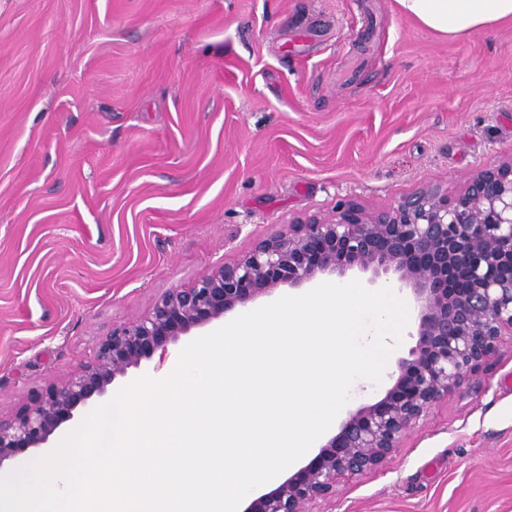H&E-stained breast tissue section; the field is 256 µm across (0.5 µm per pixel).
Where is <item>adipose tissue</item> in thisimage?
Here are the masks:
<instances>
[{
  "instance_id": "1",
  "label": "adipose tissue",
  "mask_w": 512,
  "mask_h": 512,
  "mask_svg": "<svg viewBox=\"0 0 512 512\" xmlns=\"http://www.w3.org/2000/svg\"><path fill=\"white\" fill-rule=\"evenodd\" d=\"M401 10L424 27L462 38L512 20V0H397Z\"/></svg>"
}]
</instances>
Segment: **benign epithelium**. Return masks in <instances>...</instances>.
<instances>
[{
    "label": "benign epithelium",
    "instance_id": "7a95c632",
    "mask_svg": "<svg viewBox=\"0 0 512 512\" xmlns=\"http://www.w3.org/2000/svg\"><path fill=\"white\" fill-rule=\"evenodd\" d=\"M354 271L406 292L416 344L397 359L380 399L349 412L307 465L244 509L317 512L322 504L332 512L341 479L384 464L433 407L512 348V154L486 164L453 197L428 186L394 207L368 211L345 200L328 215L292 219L241 258L168 290L146 314L113 326L91 362L0 416V467L29 448L48 450L79 407L142 361L165 360L181 337L283 287Z\"/></svg>",
    "mask_w": 512,
    "mask_h": 512
}]
</instances>
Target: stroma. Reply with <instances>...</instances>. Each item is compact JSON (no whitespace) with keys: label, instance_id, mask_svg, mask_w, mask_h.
Returning <instances> with one entry per match:
<instances>
[{"label":"stroma","instance_id":"stroma-1","mask_svg":"<svg viewBox=\"0 0 512 512\" xmlns=\"http://www.w3.org/2000/svg\"><path fill=\"white\" fill-rule=\"evenodd\" d=\"M512 154V21L396 0H0V415L295 216ZM336 512H512V350ZM401 10L424 27L462 38L512 20V0H397Z\"/></svg>","mask_w":512,"mask_h":512}]
</instances>
